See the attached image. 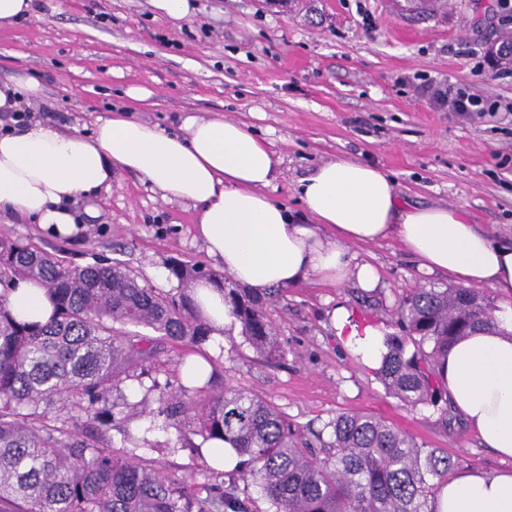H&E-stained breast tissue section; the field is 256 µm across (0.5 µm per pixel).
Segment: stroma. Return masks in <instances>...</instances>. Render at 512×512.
Segmentation results:
<instances>
[{
    "instance_id": "1",
    "label": "stroma",
    "mask_w": 512,
    "mask_h": 512,
    "mask_svg": "<svg viewBox=\"0 0 512 512\" xmlns=\"http://www.w3.org/2000/svg\"><path fill=\"white\" fill-rule=\"evenodd\" d=\"M175 21L150 0H36L29 18L0 26V84L41 87L34 103L65 132L91 134L97 118L132 119L182 133L186 118L244 122L272 146L281 163L270 196L301 210L296 188L322 162L353 159L381 167L404 203L464 208L473 223L512 235V77L492 65L512 24H500L496 0H443L416 13L406 0H191ZM428 80L496 101L499 109L466 117L436 111L417 88ZM147 92L145 100L129 89ZM99 211L83 235L63 239L37 224H10L0 237L75 266L125 263L155 287H177L178 261L222 272L196 238L199 212L163 200L138 174L116 172L93 201ZM381 272L378 288H330L316 279L288 288L271 311L283 359L267 361L238 330L206 344L212 391L233 386L255 393L294 422L302 441L341 412L373 414L419 444L453 456L462 471L512 469L483 448L457 413L447 425L431 407L407 410L382 382L342 349L328 313L345 305L360 323L390 327L398 301L415 288L444 289L446 275L426 276L395 240L354 248ZM147 401L149 414L129 407ZM157 394L139 379L112 389L107 408L112 446L135 461L197 470L196 451L154 416ZM129 431L134 443L124 442Z\"/></svg>"
}]
</instances>
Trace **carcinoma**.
I'll use <instances>...</instances> for the list:
<instances>
[{
	"mask_svg": "<svg viewBox=\"0 0 512 512\" xmlns=\"http://www.w3.org/2000/svg\"><path fill=\"white\" fill-rule=\"evenodd\" d=\"M178 286L164 291L120 265L64 266L45 252L0 239V512H252L251 499L224 488V470L202 460L209 473L199 498L196 473L134 462L112 449L96 425L100 405L122 378L151 375L158 351L137 328L197 349L213 329L193 287L208 283L241 335L268 361L285 346L270 318L283 289L257 294L226 287V276L174 264ZM38 280L53 302L44 322L21 319L9 294L18 279ZM496 308L467 288H418L396 308L399 332L385 334L376 371L387 393L415 410L431 406L448 425V388L440 360L463 336L495 324ZM159 392L156 415L174 428L183 448L228 442L247 457L244 487L267 498L271 512H436L437 496L458 463L424 448L393 424L364 412L329 420L330 442L315 451L301 445L295 425L262 397L227 387L209 395L198 386ZM64 414L49 425L52 409Z\"/></svg>",
	"mask_w": 512,
	"mask_h": 512,
	"instance_id": "cac0c4a2",
	"label": "carcinoma"
}]
</instances>
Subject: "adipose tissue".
<instances>
[{"label": "adipose tissue", "instance_id": "obj_1", "mask_svg": "<svg viewBox=\"0 0 512 512\" xmlns=\"http://www.w3.org/2000/svg\"><path fill=\"white\" fill-rule=\"evenodd\" d=\"M278 159L244 125L187 118L183 134L115 116L92 136L60 131L33 118L0 132V212L75 238L96 208L80 200L108 186L114 170L142 174L167 201L199 209L195 231L209 255L240 284L262 293L309 278L336 288H376L379 274L351 248L393 239L416 256L419 270L487 286L501 298L495 325L458 341L440 367L448 400L484 445L512 459V237L470 221L459 207H411L384 170L355 160L323 162L298 182L296 215L267 189ZM10 299L18 315L43 322L52 305L39 282L19 280ZM336 337L369 369L382 364V327H357L345 306L330 313ZM437 512H512V471L455 474L438 495Z\"/></svg>", "mask_w": 512, "mask_h": 512}]
</instances>
